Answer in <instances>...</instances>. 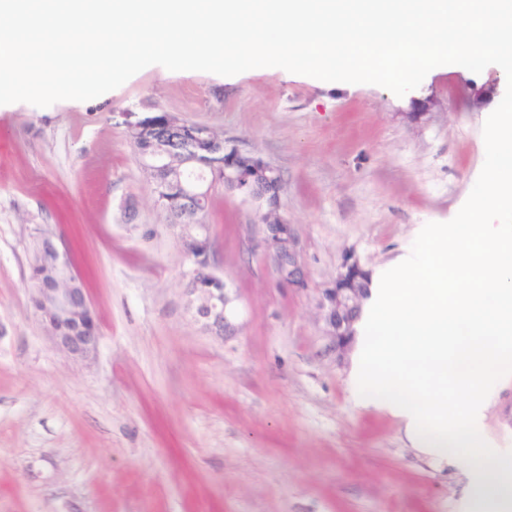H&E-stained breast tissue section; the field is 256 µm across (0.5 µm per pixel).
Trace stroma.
I'll return each instance as SVG.
<instances>
[{
    "label": "stroma",
    "mask_w": 512,
    "mask_h": 512,
    "mask_svg": "<svg viewBox=\"0 0 512 512\" xmlns=\"http://www.w3.org/2000/svg\"><path fill=\"white\" fill-rule=\"evenodd\" d=\"M505 89L495 65L436 67L401 97L276 69L226 80L152 65L88 101L1 107L0 512H469L463 466L435 465L399 418L356 404L354 353L335 347L318 302L344 253L373 272L458 213ZM163 111L283 174L306 286L280 280L256 203L216 188V272L233 297L221 337L187 306L178 231L125 138ZM39 228L79 245L100 334L88 358L60 351L34 313ZM480 428L512 451V375Z\"/></svg>",
    "instance_id": "1"
}]
</instances>
